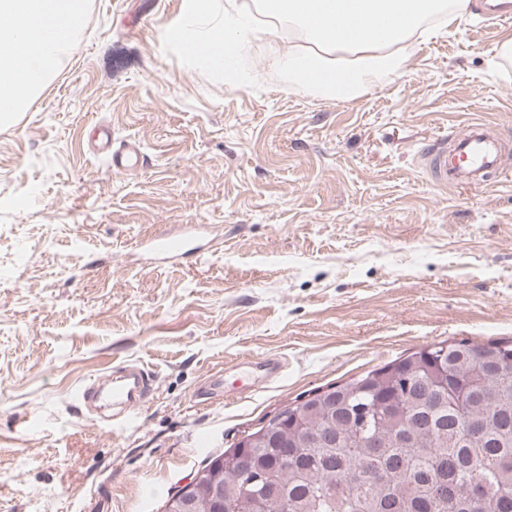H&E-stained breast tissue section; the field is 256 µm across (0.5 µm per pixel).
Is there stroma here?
Segmentation results:
<instances>
[{"mask_svg":"<svg viewBox=\"0 0 512 512\" xmlns=\"http://www.w3.org/2000/svg\"><path fill=\"white\" fill-rule=\"evenodd\" d=\"M180 0H91L32 107L0 125V512H162L167 494L283 407L448 340L512 339V23L471 0L349 101L242 44L219 76L168 52ZM472 120L508 144L493 189L439 188L419 150ZM139 145L118 173L99 126ZM206 225L217 249L149 263L136 243ZM280 357L237 397L238 364ZM134 363L152 391L114 431L90 379Z\"/></svg>","mask_w":512,"mask_h":512,"instance_id":"obj_1","label":"stroma"}]
</instances>
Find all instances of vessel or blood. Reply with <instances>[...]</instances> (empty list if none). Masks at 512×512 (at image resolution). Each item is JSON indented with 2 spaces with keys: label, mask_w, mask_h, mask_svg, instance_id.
Returning <instances> with one entry per match:
<instances>
[{
  "label": "vessel or blood",
  "mask_w": 512,
  "mask_h": 512,
  "mask_svg": "<svg viewBox=\"0 0 512 512\" xmlns=\"http://www.w3.org/2000/svg\"><path fill=\"white\" fill-rule=\"evenodd\" d=\"M98 149L105 154L113 171L134 169L138 150L135 145H115L109 129H102ZM505 143L491 124L473 121L461 130L422 149L419 159L436 185L488 188L504 169ZM204 228L199 224H183L173 232L155 235L143 244L151 260L176 262L200 257L205 251ZM151 387V377L144 369L113 377V429L127 425L132 410L140 405Z\"/></svg>",
  "instance_id": "b4317fda"
}]
</instances>
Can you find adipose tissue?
I'll return each mask as SVG.
<instances>
[{
    "label": "adipose tissue",
    "mask_w": 512,
    "mask_h": 512,
    "mask_svg": "<svg viewBox=\"0 0 512 512\" xmlns=\"http://www.w3.org/2000/svg\"><path fill=\"white\" fill-rule=\"evenodd\" d=\"M181 0L180 15L161 28L166 50L200 56L223 73L236 55L228 41L254 16L272 19L256 32L287 33L296 46L270 58L272 69L311 96L350 100L396 73L416 36L452 29L469 0ZM88 0H0L11 24L0 28V124L38 99L84 25Z\"/></svg>",
    "instance_id": "1"
}]
</instances>
